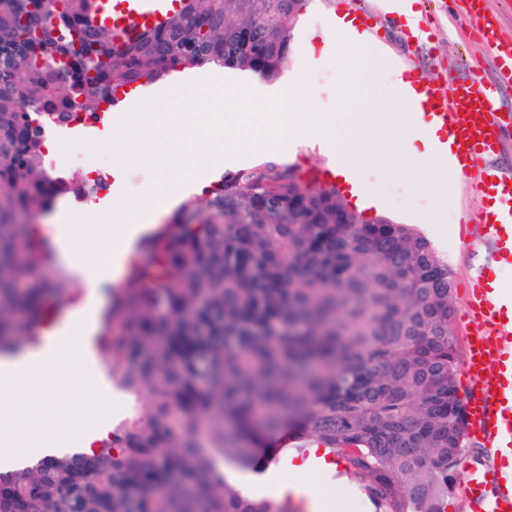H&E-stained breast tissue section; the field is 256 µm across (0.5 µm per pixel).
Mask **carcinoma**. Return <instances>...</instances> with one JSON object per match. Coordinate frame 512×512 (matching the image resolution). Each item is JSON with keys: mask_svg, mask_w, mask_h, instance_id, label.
Here are the masks:
<instances>
[{"mask_svg": "<svg viewBox=\"0 0 512 512\" xmlns=\"http://www.w3.org/2000/svg\"><path fill=\"white\" fill-rule=\"evenodd\" d=\"M309 0H185L129 42L89 0H0V357L34 347L75 280L40 225L57 189L46 127L94 118L120 88L205 65L277 77ZM452 281L431 242L366 219L336 185L272 159L182 200L139 244L100 335L112 386L152 406L96 448L0 472V512H289L219 462L260 470L283 426L341 456L381 512H446L465 448Z\"/></svg>", "mask_w": 512, "mask_h": 512, "instance_id": "1", "label": "carcinoma"}]
</instances>
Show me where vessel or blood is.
I'll return each instance as SVG.
<instances>
[{
  "mask_svg": "<svg viewBox=\"0 0 512 512\" xmlns=\"http://www.w3.org/2000/svg\"><path fill=\"white\" fill-rule=\"evenodd\" d=\"M93 22L129 37L160 25L177 11L181 0H97ZM467 21L491 51L500 48V35L481 8ZM410 82L424 94L430 114L452 141L451 168L473 178L477 191L501 202L502 210L480 216L485 236L492 242L499 265H512V171L491 162L500 142V99L512 91V67L498 64L497 78L425 81L411 73ZM478 321L469 340L467 378L471 398L466 426L471 436L495 451L493 464L470 463L465 490L471 512H512V331L500 303L499 276L484 268L473 280L469 303Z\"/></svg>",
  "mask_w": 512,
  "mask_h": 512,
  "instance_id": "b4317fda",
  "label": "vessel or blood"
}]
</instances>
